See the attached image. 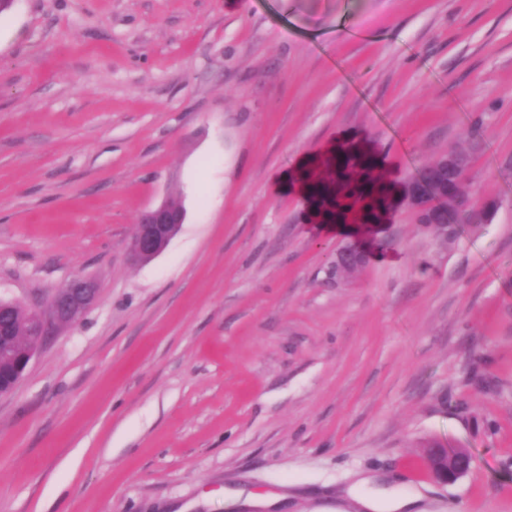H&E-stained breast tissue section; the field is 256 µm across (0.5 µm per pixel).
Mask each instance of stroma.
Segmentation results:
<instances>
[{
  "label": "stroma",
  "instance_id": "35a3bbf8",
  "mask_svg": "<svg viewBox=\"0 0 512 512\" xmlns=\"http://www.w3.org/2000/svg\"><path fill=\"white\" fill-rule=\"evenodd\" d=\"M390 178L467 153L489 217L330 278L369 228L288 182L349 135ZM168 197L180 232L127 249ZM99 299L0 397V512H512V0H14L0 15V296ZM435 440L472 470L441 485ZM173 207L180 206L171 200ZM168 200L141 213L129 246L133 263H147L160 255L178 233L186 218L182 207L174 210ZM359 508L364 512H421L418 509V493L395 494L385 490L361 493L356 496Z\"/></svg>",
  "mask_w": 512,
  "mask_h": 512
}]
</instances>
